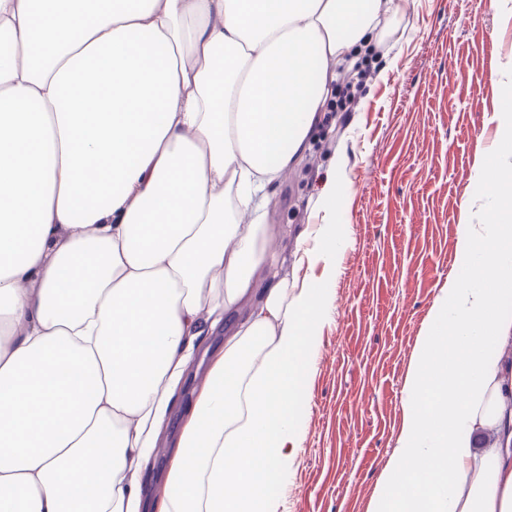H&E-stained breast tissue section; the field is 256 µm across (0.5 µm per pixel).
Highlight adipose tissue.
<instances>
[{
  "instance_id": "ef3b65f1",
  "label": "adipose tissue",
  "mask_w": 512,
  "mask_h": 512,
  "mask_svg": "<svg viewBox=\"0 0 512 512\" xmlns=\"http://www.w3.org/2000/svg\"><path fill=\"white\" fill-rule=\"evenodd\" d=\"M395 0H0V512H280L331 225L267 189ZM420 336L369 512H512V225ZM164 485L148 471L201 338Z\"/></svg>"
}]
</instances>
